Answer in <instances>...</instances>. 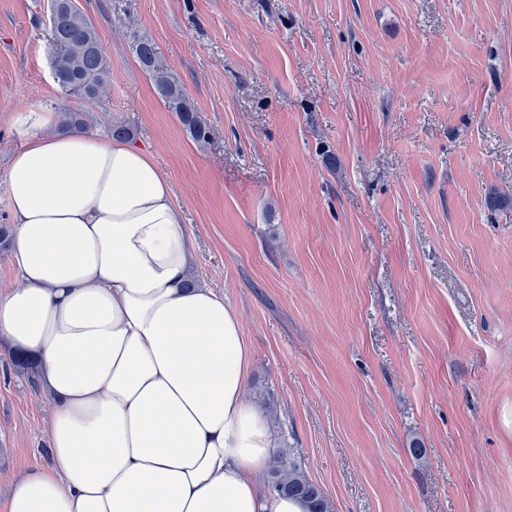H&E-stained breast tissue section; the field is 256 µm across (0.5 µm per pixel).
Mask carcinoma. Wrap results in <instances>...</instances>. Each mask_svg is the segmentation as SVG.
<instances>
[{"mask_svg": "<svg viewBox=\"0 0 512 512\" xmlns=\"http://www.w3.org/2000/svg\"><path fill=\"white\" fill-rule=\"evenodd\" d=\"M54 35L61 50L52 61L55 83L68 89L69 97L97 96L109 77V62L91 21L76 7L63 3L52 12ZM135 53L143 67L154 74V81L162 95L179 112L182 123L197 139L205 138L206 131L197 114L185 102L179 87L168 78L156 74L155 46L151 40L140 37L135 42ZM272 489L297 497L309 505V512H332V505L322 490L308 478L301 465L281 454L269 467Z\"/></svg>", "mask_w": 512, "mask_h": 512, "instance_id": "cac0c4a2", "label": "carcinoma"}]
</instances>
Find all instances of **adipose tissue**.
I'll use <instances>...</instances> for the list:
<instances>
[{
  "label": "adipose tissue",
  "instance_id": "ef3b65f1",
  "mask_svg": "<svg viewBox=\"0 0 512 512\" xmlns=\"http://www.w3.org/2000/svg\"><path fill=\"white\" fill-rule=\"evenodd\" d=\"M28 113L10 159L20 284L0 337L38 362L51 464L6 512H308L258 481L278 446L247 399L250 340L192 281L191 244L151 154Z\"/></svg>",
  "mask_w": 512,
  "mask_h": 512
}]
</instances>
